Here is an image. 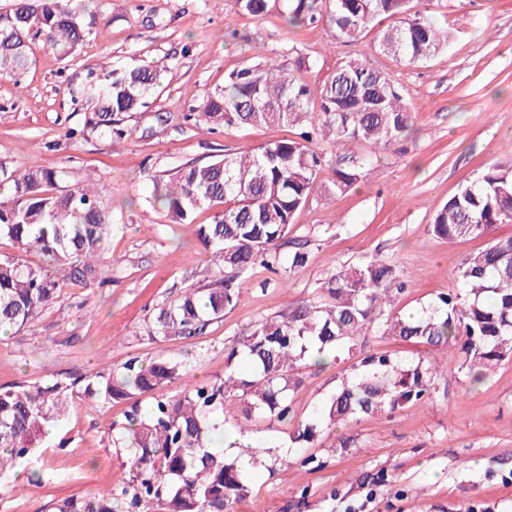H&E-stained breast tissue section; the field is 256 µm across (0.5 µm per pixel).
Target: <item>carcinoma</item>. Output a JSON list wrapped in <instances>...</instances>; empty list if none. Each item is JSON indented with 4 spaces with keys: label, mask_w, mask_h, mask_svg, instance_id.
<instances>
[{
    "label": "carcinoma",
    "mask_w": 512,
    "mask_h": 512,
    "mask_svg": "<svg viewBox=\"0 0 512 512\" xmlns=\"http://www.w3.org/2000/svg\"><path fill=\"white\" fill-rule=\"evenodd\" d=\"M412 0H289L292 26L329 18L336 37L358 41L386 19L378 52L408 64L428 61L448 44V34L411 12ZM268 0H237L251 16L268 10ZM41 35L61 57L86 38L75 14L62 0H18L0 13V77H13L28 64L27 40ZM106 71L94 112L84 124L92 132L127 134L126 115L147 105L161 80V70L137 65ZM192 116L208 125L258 126L310 124L301 139L281 140L253 152L228 153L209 164L184 166L154 183V200L167 208L176 224L193 223L197 209L217 207L214 220L201 224L197 236L211 250L224 274L202 287L188 288L159 312L150 334L161 339L195 336L234 306L235 281L244 270L307 262L296 249L283 261L270 245L288 234L295 214L314 197L344 193L361 179L367 157L351 147L385 149L414 131L415 112L397 83L365 56L340 62L331 77L313 87L274 66H244L229 74L224 88L203 96ZM336 144V164L305 145L314 136ZM330 170L320 179L323 168ZM0 177L13 183L12 199L0 202V237H7L20 256L0 259V327L21 328L60 302L59 282L21 258L30 251L68 268V278L81 284L102 277L112 237V218L100 192L84 186L50 193L60 172L37 164L14 175L0 167ZM512 223V166H488L435 213L432 233L442 239L478 237L495 224ZM459 287L440 295L429 307L404 317L388 318L384 331L429 345H460L464 364L476 382L512 353V238L492 242L467 257L451 272ZM406 287L393 266L379 258L338 271L327 282L328 302L302 301L247 331L228 359L248 365L224 372L213 383L189 381L182 396L158 400L148 410L133 411L113 443L126 449L133 489L122 486L94 502H69L65 512H141L154 503L160 512H226L249 493L251 468L269 448H249L250 466L214 447L212 417L230 400H243L239 431L261 420L294 428L293 443L310 446L321 426L346 425L360 414L389 413L427 397L438 369L423 361L372 353L360 360L354 377L317 411L313 422L296 420L291 391L299 385L295 371L319 368L357 346L374 313L391 304L393 293ZM177 377H189L182 360L163 358L148 365L129 364L120 372H99L85 395L108 403L148 394ZM70 383L52 379L42 384L0 388V475L25 457L46 424L63 416Z\"/></svg>",
    "instance_id": "obj_1"
}]
</instances>
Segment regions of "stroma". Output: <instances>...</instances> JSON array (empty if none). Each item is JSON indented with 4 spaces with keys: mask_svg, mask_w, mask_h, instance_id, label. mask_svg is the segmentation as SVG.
Returning <instances> with one entry per match:
<instances>
[{
    "mask_svg": "<svg viewBox=\"0 0 512 512\" xmlns=\"http://www.w3.org/2000/svg\"><path fill=\"white\" fill-rule=\"evenodd\" d=\"M69 6L87 33L76 52L60 58L43 37H32L27 68L0 78V166L20 170L34 161L64 171V186L99 188L112 212L106 253L112 279L86 286L51 268L60 303L0 336V387L56 378L75 384L65 415L0 481V512H62L68 502L129 481L114 430L134 409L180 396L187 380L173 379L137 400L84 399V387L102 369L175 355L191 379L213 382L223 378L229 352L251 326L292 304L322 302L337 271L372 256L395 265L407 286L391 310L411 313L451 288L449 273L462 259L512 237V224L452 242L429 230L436 211L488 165L512 164V0H418L417 10L451 39L447 49L414 65L373 52L371 30L353 43L336 39L322 21L287 26L286 0H271L262 17L240 12L235 0H69ZM362 52L402 87L415 111V134L373 157L349 192L316 197L297 212L274 249L284 255L305 246L304 267L243 272L234 307L203 334L150 339L162 308L219 273L196 236L214 210H197L189 224L171 223L152 200L153 180L298 132L278 125L213 129L189 121L188 113L242 66L270 60L318 86L341 59ZM104 63L165 69L149 105L129 117L132 133L124 138L83 130L95 105L90 74ZM378 352L443 366L427 401L323 429L310 447L316 468L301 466L290 428L253 423L241 442L275 449L279 461L273 471L255 474L233 512H512V355L474 383L447 345L404 341L376 323L352 356L302 371L290 394L297 417H311L361 358Z\"/></svg>",
    "mask_w": 512,
    "mask_h": 512,
    "instance_id": "35a3bbf8",
    "label": "stroma"
}]
</instances>
